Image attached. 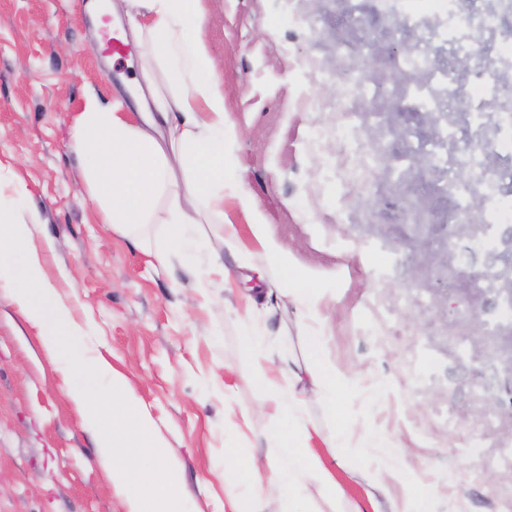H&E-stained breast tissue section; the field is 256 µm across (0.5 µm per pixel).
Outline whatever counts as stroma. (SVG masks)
<instances>
[{"label":"stroma","instance_id":"1","mask_svg":"<svg viewBox=\"0 0 512 512\" xmlns=\"http://www.w3.org/2000/svg\"><path fill=\"white\" fill-rule=\"evenodd\" d=\"M91 2L0 0V166L24 186L17 208L41 216L34 241L46 248L49 285L83 329L85 357L104 356L149 411L165 443L152 463L183 485L186 512H224L225 488L247 489L232 456L267 447L273 434L258 408L244 324L287 341L295 365L306 363L296 310L255 273L263 266L279 276L269 247L317 284L325 358L361 386L349 404L354 432L336 451L353 471L348 495L366 502L361 472L386 468L398 476L396 494L436 484L431 512H512V411L496 404L512 387V351L453 307L465 298L482 310L492 299L456 276L460 257L440 222L449 200L436 190L470 174L418 147L454 123L449 153L490 149L486 177L511 195L500 174L512 158L497 151L494 127L470 130L467 113L391 118L374 111L369 92L375 75H397L392 48L447 66L448 46L433 37L448 24L438 0H407L414 27L396 11L377 14L376 0L360 11L349 0H199L201 39L224 89L225 159L248 198L225 197L239 246L224 254L217 302L195 313L185 302L215 225H200L206 246L192 258L156 268L150 252L166 230L165 200L133 239L100 223L86 194L90 154L75 150L74 127L87 100L108 107L118 96L130 112L155 109L141 68L148 43L125 14L98 18ZM106 27L129 54L98 52ZM350 74L364 89L347 98L340 86ZM399 155L419 163L422 179L391 173ZM62 268L75 285L59 278ZM223 379L228 402L211 391ZM99 441V425L76 411L58 363L0 289V512H127Z\"/></svg>","mask_w":512,"mask_h":512}]
</instances>
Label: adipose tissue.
<instances>
[{"instance_id":"ef3b65f1","label":"adipose tissue","mask_w":512,"mask_h":512,"mask_svg":"<svg viewBox=\"0 0 512 512\" xmlns=\"http://www.w3.org/2000/svg\"><path fill=\"white\" fill-rule=\"evenodd\" d=\"M116 6L129 17L134 34L150 44L154 59L161 63L160 80L170 93L156 98L165 122L161 131L154 121H136L119 101L108 112L91 102L81 113L76 145L95 143L96 161L88 170L87 186L101 221L117 233L136 234L149 223L156 201L167 198L171 219L166 243L152 254L161 267L185 253L205 219L221 222L223 243L235 244L238 229L224 220V187L230 183L238 188L242 182L231 179L225 165L224 90L211 77L213 62L198 35V0H117ZM0 281L21 314L37 328L48 357L63 361L67 394L80 415L95 422L111 416V430L100 437L101 454L112 467V483L126 498L129 512H181L182 485L145 467L146 458L163 445L150 414L108 361L85 359L71 310L48 284L31 224L14 220L1 205ZM278 291L296 306L301 318L311 316L317 289L303 268L283 265ZM304 336L305 369L288 365L272 377L263 364L254 367L261 406L287 416L288 425L276 430L262 453L236 459L248 490L229 493L230 512H264L273 490L280 512H301L313 486L342 502V512H429L437 488L425 482L410 485L405 500L380 502L378 495L393 476L383 469L371 475L375 493L367 504L346 500L322 455L323 449L335 448L338 442L308 425L301 405L309 398L321 401L346 434L351 420L345 403L356 387L351 377L327 365L323 336L309 329Z\"/></svg>"}]
</instances>
